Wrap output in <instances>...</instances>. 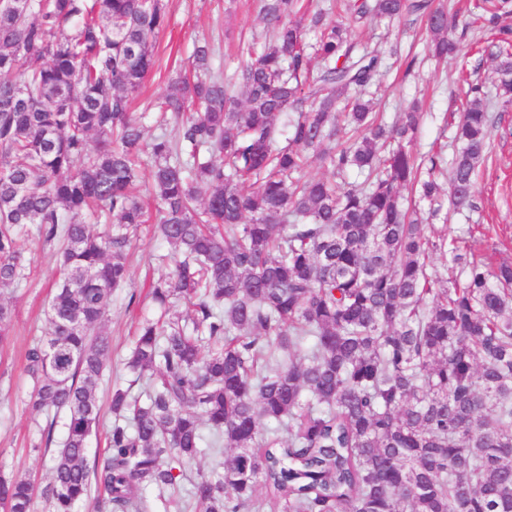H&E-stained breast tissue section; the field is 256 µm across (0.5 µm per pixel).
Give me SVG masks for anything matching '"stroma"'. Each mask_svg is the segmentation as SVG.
<instances>
[{
	"label": "stroma",
	"instance_id": "35a3bbf8",
	"mask_svg": "<svg viewBox=\"0 0 512 512\" xmlns=\"http://www.w3.org/2000/svg\"><path fill=\"white\" fill-rule=\"evenodd\" d=\"M443 2L459 13L454 32L459 50L446 59L430 57L425 23L416 16L353 27L351 39L357 48L377 51L383 59L379 110L385 121L393 122L400 109L419 101L423 118L415 151L438 150L449 159L454 152L453 121L461 110L459 78L465 75L473 82L491 83L495 63L487 50L490 33L474 24L482 0ZM167 5L170 21L155 47L156 66L133 101L134 112L145 117L149 137L157 132L153 104L187 70L196 41L206 39L215 45L214 65L229 75L238 64L240 41L263 31L260 0H167ZM407 56L416 60L409 73L403 65ZM490 110V152L478 171L476 208L443 209L434 224L448 237L460 240L475 258L496 268L512 266V106L494 98ZM21 246L31 261V275L21 284L0 289V298L10 301L13 308L8 337L0 344V475L32 480L42 487L48 482V459L34 445L45 418L30 407L33 383L26 372V355L43 332L56 265L52 247L34 238L22 239ZM166 251L150 226H143L129 255L132 285L114 292L107 306L105 329L112 337L107 385L129 380L124 362L135 329L143 318L157 314L144 283L166 275V267L158 260Z\"/></svg>",
	"mask_w": 512,
	"mask_h": 512
}]
</instances>
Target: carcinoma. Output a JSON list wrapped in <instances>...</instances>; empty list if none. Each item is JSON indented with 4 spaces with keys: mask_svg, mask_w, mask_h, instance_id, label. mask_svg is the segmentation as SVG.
<instances>
[{
    "mask_svg": "<svg viewBox=\"0 0 512 512\" xmlns=\"http://www.w3.org/2000/svg\"><path fill=\"white\" fill-rule=\"evenodd\" d=\"M483 10L511 102L500 20L512 0ZM261 14L264 37L227 80L215 46L196 44L194 78L169 85L148 142L131 99L169 25L165 0H0V286L27 278L23 236L60 244L27 357L40 443L66 412L49 509L75 512L95 484L111 512H264L261 487L278 512H512V267L489 271L400 203L416 185L432 217L473 206L492 125L482 86L463 89L446 191L442 154L411 148L419 107L383 122L363 94L381 60L350 40L353 24L418 15L446 57L447 7L346 0L342 21L263 0ZM145 153L171 269L150 285L162 313L137 327L132 384L112 387L100 468L88 441L112 353L102 324L149 220ZM313 156L327 174L307 179ZM436 252L450 257L445 277L428 274ZM205 428L231 456L176 499ZM34 500L30 481L0 476L3 512H34Z\"/></svg>",
    "mask_w": 512,
    "mask_h": 512,
    "instance_id": "1",
    "label": "carcinoma"
}]
</instances>
